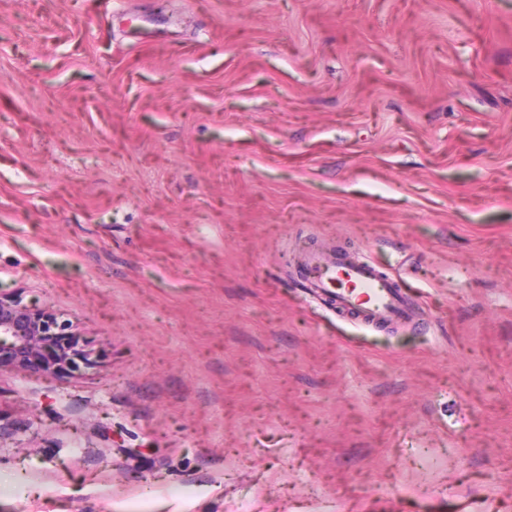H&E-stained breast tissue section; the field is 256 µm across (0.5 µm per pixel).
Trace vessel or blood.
Here are the masks:
<instances>
[{
  "label": "vessel or blood",
  "instance_id": "b4317fda",
  "mask_svg": "<svg viewBox=\"0 0 512 512\" xmlns=\"http://www.w3.org/2000/svg\"><path fill=\"white\" fill-rule=\"evenodd\" d=\"M302 262L315 294L335 300L342 309L368 324H408L416 317L410 299L372 263L354 262L341 254L317 250L307 252Z\"/></svg>",
  "mask_w": 512,
  "mask_h": 512
}]
</instances>
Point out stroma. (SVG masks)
Segmentation results:
<instances>
[{"instance_id":"stroma-1","label":"stroma","mask_w":512,"mask_h":512,"mask_svg":"<svg viewBox=\"0 0 512 512\" xmlns=\"http://www.w3.org/2000/svg\"><path fill=\"white\" fill-rule=\"evenodd\" d=\"M0 289V512H512V0H0ZM309 288L334 299L356 318L386 327L411 323L416 309L388 275L369 262H353L341 254L311 250L302 258ZM85 346L72 324L39 300L0 291V369L66 378L94 364Z\"/></svg>"}]
</instances>
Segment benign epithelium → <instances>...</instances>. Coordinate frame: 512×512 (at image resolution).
I'll return each instance as SVG.
<instances>
[{"mask_svg": "<svg viewBox=\"0 0 512 512\" xmlns=\"http://www.w3.org/2000/svg\"><path fill=\"white\" fill-rule=\"evenodd\" d=\"M93 364L69 321L20 292L0 291V368L66 378Z\"/></svg>", "mask_w": 512, "mask_h": 512, "instance_id": "benign-epithelium-1", "label": "benign epithelium"}]
</instances>
